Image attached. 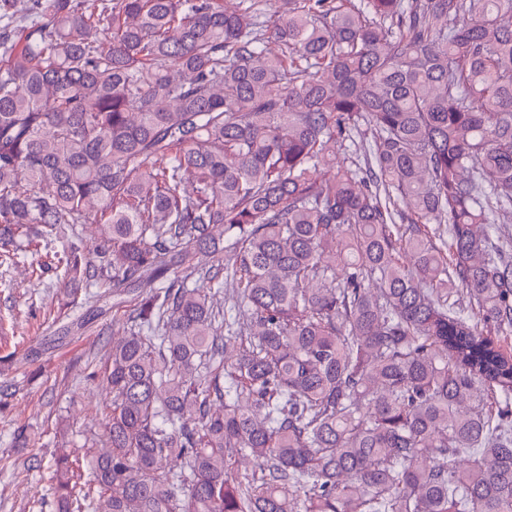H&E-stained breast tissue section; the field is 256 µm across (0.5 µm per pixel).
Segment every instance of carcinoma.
I'll list each match as a JSON object with an SVG mask.
<instances>
[{"mask_svg": "<svg viewBox=\"0 0 512 512\" xmlns=\"http://www.w3.org/2000/svg\"><path fill=\"white\" fill-rule=\"evenodd\" d=\"M288 4L0 0V244L126 323L55 512H512V0Z\"/></svg>", "mask_w": 512, "mask_h": 512, "instance_id": "cac0c4a2", "label": "carcinoma"}]
</instances>
